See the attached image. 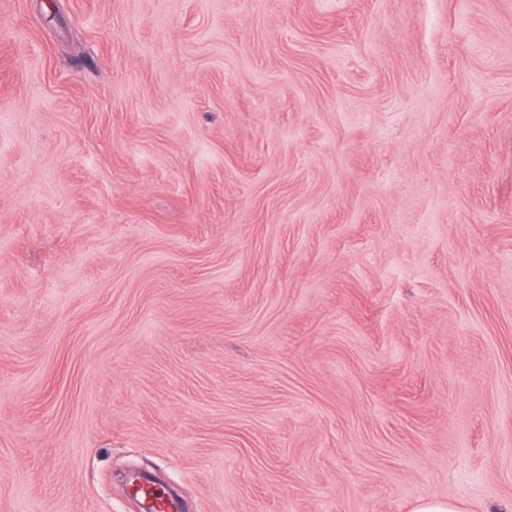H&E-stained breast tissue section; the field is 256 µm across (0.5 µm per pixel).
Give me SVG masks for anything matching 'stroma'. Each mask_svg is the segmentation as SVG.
Segmentation results:
<instances>
[{"instance_id":"stroma-1","label":"stroma","mask_w":512,"mask_h":512,"mask_svg":"<svg viewBox=\"0 0 512 512\" xmlns=\"http://www.w3.org/2000/svg\"><path fill=\"white\" fill-rule=\"evenodd\" d=\"M512 512V0H0V512Z\"/></svg>"}]
</instances>
